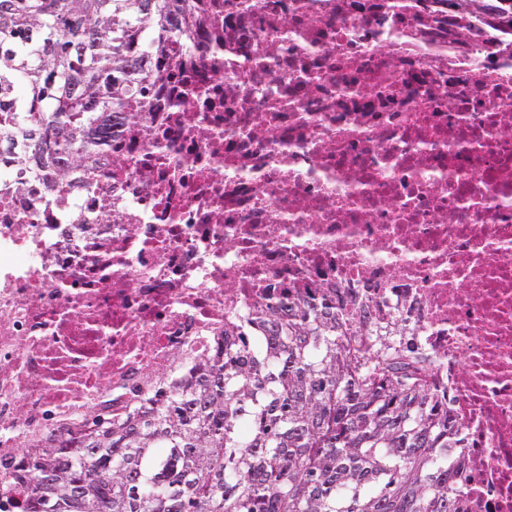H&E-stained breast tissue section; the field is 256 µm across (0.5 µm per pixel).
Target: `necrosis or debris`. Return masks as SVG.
Listing matches in <instances>:
<instances>
[{
	"instance_id": "obj_1",
	"label": "necrosis or debris",
	"mask_w": 512,
	"mask_h": 512,
	"mask_svg": "<svg viewBox=\"0 0 512 512\" xmlns=\"http://www.w3.org/2000/svg\"><path fill=\"white\" fill-rule=\"evenodd\" d=\"M184 10L156 111L93 173L0 165V512L25 452L332 288L415 326L464 512H512V32L433 0Z\"/></svg>"
}]
</instances>
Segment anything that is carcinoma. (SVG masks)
<instances>
[{"instance_id": "cac0c4a2", "label": "carcinoma", "mask_w": 512, "mask_h": 512, "mask_svg": "<svg viewBox=\"0 0 512 512\" xmlns=\"http://www.w3.org/2000/svg\"><path fill=\"white\" fill-rule=\"evenodd\" d=\"M176 0H0V155L21 174L65 177L154 111L147 84L174 68ZM512 30V0H441ZM44 112L38 124L29 104ZM352 302L268 309L265 339L224 324V345L182 383L31 456L16 479L27 512H457L465 460L451 400L429 387L402 317ZM63 474L67 496L47 490Z\"/></svg>"}]
</instances>
